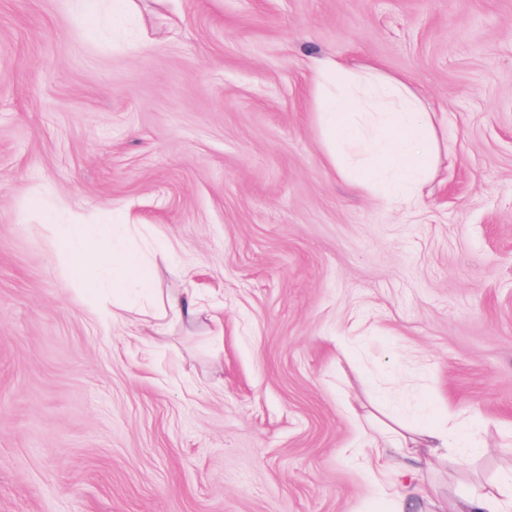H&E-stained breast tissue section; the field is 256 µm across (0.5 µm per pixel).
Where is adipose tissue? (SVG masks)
Returning a JSON list of instances; mask_svg holds the SVG:
<instances>
[{"instance_id": "adipose-tissue-1", "label": "adipose tissue", "mask_w": 512, "mask_h": 512, "mask_svg": "<svg viewBox=\"0 0 512 512\" xmlns=\"http://www.w3.org/2000/svg\"><path fill=\"white\" fill-rule=\"evenodd\" d=\"M311 69L317 121L331 162L367 192L397 203L416 201L435 161L432 125L420 94L405 79L386 76L372 63L325 58L315 60ZM53 230L59 250L90 287H133L157 301L154 331L163 330L170 317L193 322L202 316L194 291L159 294L143 255L126 243V225L87 224L75 217ZM422 448L432 457L450 449L462 463L478 452L442 422L425 421L407 434L391 432L373 452L380 459L395 453L403 460L402 481L391 498L393 512H404L408 501L428 497L420 484Z\"/></svg>"}]
</instances>
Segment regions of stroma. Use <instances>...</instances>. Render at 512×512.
I'll return each instance as SVG.
<instances>
[{"label": "stroma", "instance_id": "obj_1", "mask_svg": "<svg viewBox=\"0 0 512 512\" xmlns=\"http://www.w3.org/2000/svg\"><path fill=\"white\" fill-rule=\"evenodd\" d=\"M326 57L421 92L417 202L327 161ZM73 214L206 315L104 322ZM424 400L484 448L440 494L512 483V0H0V512H384Z\"/></svg>", "mask_w": 512, "mask_h": 512}]
</instances>
